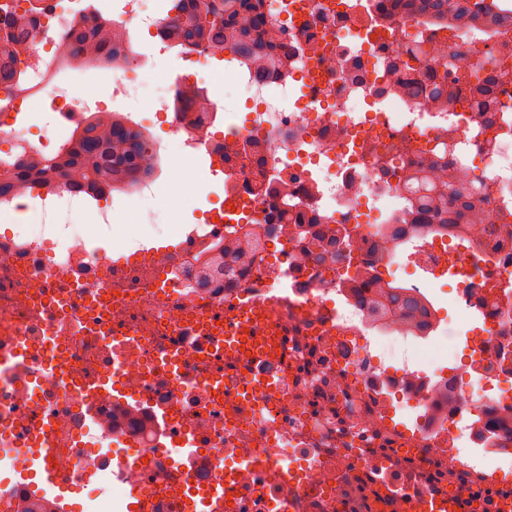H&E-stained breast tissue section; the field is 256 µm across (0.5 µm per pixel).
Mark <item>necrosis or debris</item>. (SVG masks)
<instances>
[{
	"label": "necrosis or debris",
	"instance_id": "obj_1",
	"mask_svg": "<svg viewBox=\"0 0 512 512\" xmlns=\"http://www.w3.org/2000/svg\"><path fill=\"white\" fill-rule=\"evenodd\" d=\"M113 22L127 43L177 54L187 70L206 51L179 50L148 0H122ZM288 43V69L258 74L240 62L229 81L256 110L244 123L206 98L176 111L188 77L155 100L187 158L205 152L224 175L223 222H205L171 249L112 263L125 240L106 207L67 183L37 208L0 198V469L52 456L80 512L206 507L223 478L231 504L217 512H422L432 499L484 503L512 486V458L475 453L512 410V11L459 28L383 0H264ZM62 0L40 17L24 70L25 92L0 89V139L12 154L51 156L64 130L100 104L59 89V36L88 16ZM421 43L447 58L410 67ZM447 74L448 104L428 90ZM49 103L58 136L31 142L18 116ZM447 164L474 197L482 223L435 232L408 206L407 172ZM287 198H280V190ZM57 222L45 226L43 216ZM274 217L258 257L198 287L201 265L221 256L224 235L257 231ZM347 229L344 251L329 247ZM427 273L411 291L429 310L420 338L456 333L435 307L448 304L474 329L461 370L435 377L378 364L376 343L394 335L376 319L360 265L398 266L404 248ZM417 412L413 424L397 419Z\"/></svg>",
	"mask_w": 512,
	"mask_h": 512
}]
</instances>
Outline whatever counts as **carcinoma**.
I'll use <instances>...</instances> for the list:
<instances>
[{"mask_svg":"<svg viewBox=\"0 0 512 512\" xmlns=\"http://www.w3.org/2000/svg\"><path fill=\"white\" fill-rule=\"evenodd\" d=\"M263 0H166L170 17L169 34L174 44L203 48L211 57L222 58L224 52L243 50L264 69L269 65L288 66V45L277 37L264 19ZM45 0H30L21 13H13L0 27V83L19 86L22 71L20 54L37 29L38 16ZM424 13L456 18L488 16L496 9L494 0H421ZM62 44L93 56L98 64L110 62L122 50L112 21L99 16L92 24L70 27ZM158 156L149 146L144 133L107 112H100L74 133L67 146L52 156L33 152L11 162L0 160V197L32 187L49 188L59 180L82 192H110L122 185H132L155 172ZM412 185L409 205L424 210L441 224L448 223V210L472 222L481 220L471 194L457 186L456 179L437 174L430 167L405 175ZM364 275L372 279L378 295L393 308L402 329L414 333L426 314L423 303L391 281L381 279L370 266Z\"/></svg>","mask_w":512,"mask_h":512,"instance_id":"1","label":"carcinoma"}]
</instances>
